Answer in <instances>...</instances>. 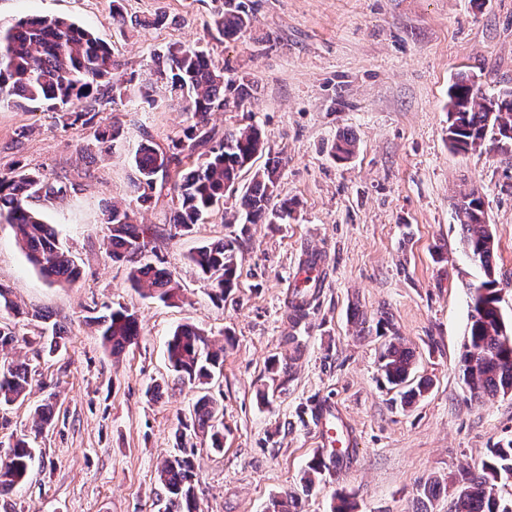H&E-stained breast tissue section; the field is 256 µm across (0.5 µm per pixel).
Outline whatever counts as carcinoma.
I'll return each instance as SVG.
<instances>
[{"label":"carcinoma","instance_id":"1","mask_svg":"<svg viewBox=\"0 0 512 512\" xmlns=\"http://www.w3.org/2000/svg\"><path fill=\"white\" fill-rule=\"evenodd\" d=\"M218 2L213 28L224 39H234L249 27L251 11L244 0ZM153 63L152 78L140 89L142 104L149 108L156 104L153 86L161 84L170 97L187 103L192 122L166 150L148 140L138 146L133 156L134 187L137 200L146 203L153 198L157 178L168 179L177 198L168 224L178 232H188L233 197L240 172L263 151L264 139L254 124L227 128L220 137L209 126L212 113L243 106L251 85L215 64L208 53L196 46H174L154 54ZM120 67L107 45L68 17H23L0 27V104L16 102L33 112H58L65 127L77 123L93 127L102 120L108 107L125 94ZM449 103L457 107L448 113L450 144L456 150H473L487 140L498 148L496 135L512 130V89L489 94L463 75L451 88ZM280 166L278 157L268 159L242 195L238 210L241 234L247 233L250 224H280L291 215V203L276 194ZM73 189L67 176L46 178L18 161L0 170V224L12 227L28 261L51 284L72 283L80 278L81 269L60 243L53 225L30 207L29 201L62 200ZM454 214L471 259L484 271V279L469 291L467 340L460 360L471 396L484 399L512 392V336L507 334L500 312V288L493 266L495 241L485 222L480 193L473 189L461 196L454 204ZM104 223L109 229L106 249L113 260L129 265L132 287L166 304L175 303L178 289L153 246L167 229L137 223L130 208L117 203L106 210ZM187 260L211 286L216 300H224V294L237 285L235 241L220 239L199 246ZM320 288V282L314 281L303 291H290L287 308L292 324L307 317ZM93 321L102 345L114 354L137 344L141 334L137 315L121 305ZM19 339L16 327L0 321V405L26 396L37 372L32 364L10 357ZM167 356L179 380L206 386L223 369L224 346L184 323L172 332ZM412 359L409 347L389 342L381 354L386 381L395 386L406 383ZM205 432L210 434L212 447H223V410L209 394L197 399L188 416L179 418L176 453L158 466L168 494L164 512H196L195 448L186 447V441ZM33 460L28 439L19 438L10 445L9 453L0 457V497L10 495L25 480ZM511 478L512 439L488 449L481 466L457 486L448 512H505L495 488ZM266 512H300L299 495L287 491L272 498Z\"/></svg>","mask_w":512,"mask_h":512}]
</instances>
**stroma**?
Masks as SVG:
<instances>
[{"label": "stroma", "instance_id": "stroma-1", "mask_svg": "<svg viewBox=\"0 0 512 512\" xmlns=\"http://www.w3.org/2000/svg\"><path fill=\"white\" fill-rule=\"evenodd\" d=\"M251 26L233 41L211 28L215 0H125V29L110 0H0V25L26 14L65 16L90 28L132 82L114 105L121 136L101 153L94 130L62 128L54 113L0 106V169L21 161L46 177L67 176L74 192L36 209L81 264V279L47 283L0 224V282L19 305L18 330L39 338L46 322L64 332L60 353L33 354L40 376L0 419V455L29 433L42 399L51 425L35 443L28 479L0 512H158L165 490L156 466L174 452L179 416L197 388L169 368L170 332L190 322L224 346L209 387L224 405V446L195 439L198 512H264L283 491H300L319 451L314 407L331 404L351 434L336 468L324 471L303 512H331L347 495L354 512H448L465 472L488 448L512 438V392L473 399L460 355L468 289L482 278L466 255L454 203L478 189L495 240L501 313L512 324V153L491 145L467 153L448 142L449 92L468 75L490 93L512 89V0H251ZM162 24H155L157 14ZM174 43L207 47L255 84L243 108L214 113L216 131L258 125L281 160L280 198L296 207L283 224L241 233L225 204L190 232L156 241L183 302L168 305L132 288L126 264L103 246L112 203L133 206L145 224L168 221L176 199L163 188L137 205L132 157L143 140L167 146L191 122L182 102L142 108L138 88L151 57ZM342 136L348 159L332 157ZM237 239V285L224 300L187 261L202 244ZM326 276L300 326L287 319L288 291L306 255ZM122 305L142 327L137 345L106 350L91 319ZM42 311L44 320L32 319ZM299 337L300 349L286 344ZM414 352L427 392L404 405L390 390L380 354L392 339ZM159 385L157 397L146 390ZM282 390L270 403L260 394ZM435 479L441 493L421 500Z\"/></svg>", "mask_w": 512, "mask_h": 512}]
</instances>
